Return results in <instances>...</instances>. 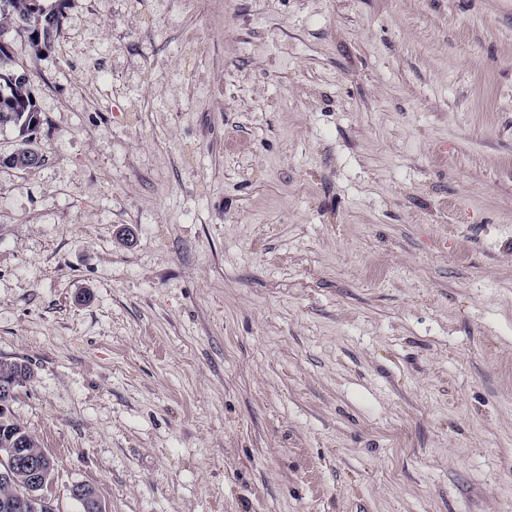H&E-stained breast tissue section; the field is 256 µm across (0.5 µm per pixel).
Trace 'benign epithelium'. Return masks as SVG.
<instances>
[{"mask_svg":"<svg viewBox=\"0 0 512 512\" xmlns=\"http://www.w3.org/2000/svg\"><path fill=\"white\" fill-rule=\"evenodd\" d=\"M23 383L20 375L0 378V409L9 407L17 387ZM11 460L12 467H0V484L13 483L22 478L28 486V492L19 495L5 504L13 512H49L53 501L48 495L50 481L47 472L53 463L44 448H31L22 440L15 448H0V460ZM70 495L81 507V512H104V507L96 491L84 483H75L70 488Z\"/></svg>","mask_w":512,"mask_h":512,"instance_id":"benign-epithelium-1","label":"benign epithelium"}]
</instances>
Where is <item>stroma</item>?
Returning a JSON list of instances; mask_svg holds the SVG:
<instances>
[{
	"label": "stroma",
	"instance_id": "stroma-1",
	"mask_svg": "<svg viewBox=\"0 0 512 512\" xmlns=\"http://www.w3.org/2000/svg\"><path fill=\"white\" fill-rule=\"evenodd\" d=\"M12 50L57 512H512V0H70ZM70 495L80 505L82 512L105 511L96 491L87 484H73L70 488Z\"/></svg>",
	"mask_w": 512,
	"mask_h": 512
}]
</instances>
